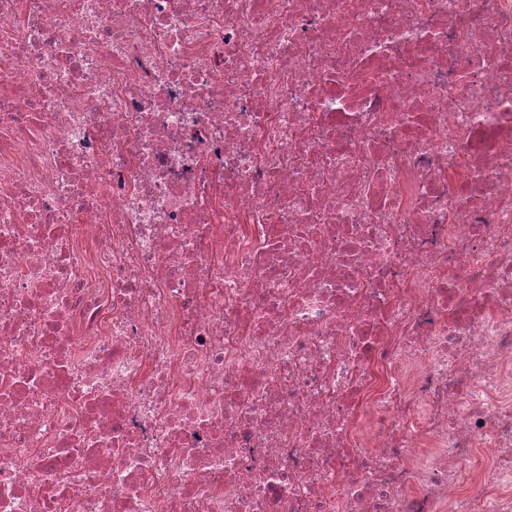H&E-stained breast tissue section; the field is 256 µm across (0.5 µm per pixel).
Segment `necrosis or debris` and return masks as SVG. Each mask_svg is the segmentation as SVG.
I'll list each match as a JSON object with an SVG mask.
<instances>
[{"instance_id":"4bbe7bcc","label":"necrosis or debris","mask_w":512,"mask_h":512,"mask_svg":"<svg viewBox=\"0 0 512 512\" xmlns=\"http://www.w3.org/2000/svg\"><path fill=\"white\" fill-rule=\"evenodd\" d=\"M0 512H512V0H0Z\"/></svg>"}]
</instances>
